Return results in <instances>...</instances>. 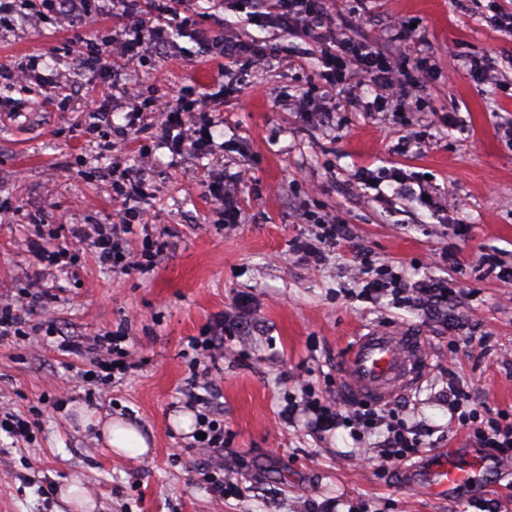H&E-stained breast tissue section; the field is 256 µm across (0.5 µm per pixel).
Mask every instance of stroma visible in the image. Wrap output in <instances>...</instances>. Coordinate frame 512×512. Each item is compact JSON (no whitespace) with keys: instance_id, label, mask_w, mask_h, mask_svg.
<instances>
[{"instance_id":"stroma-1","label":"stroma","mask_w":512,"mask_h":512,"mask_svg":"<svg viewBox=\"0 0 512 512\" xmlns=\"http://www.w3.org/2000/svg\"><path fill=\"white\" fill-rule=\"evenodd\" d=\"M197 8L213 34L238 32L248 53L218 85L207 49L179 37L147 61L139 81L150 85L158 74L174 91L222 93L213 137L215 155L239 177L236 228L215 224L216 201L201 184L214 156L179 155L147 135L125 139L128 105L114 106L107 137L92 141V112L57 108L33 84L0 89V302L35 285L47 293L30 316L34 330L0 338V416L20 413L33 423L21 449L0 438V466L10 472L0 480V512H61L58 489L74 480L96 512H310L333 498L354 512H462L491 502L512 512L510 460L491 480L438 499L404 484L408 468L426 457L387 462L378 435L357 440L340 428L319 437L282 416L286 397L305 386L335 397L354 337L392 325L414 328L431 348L430 370L407 395L405 414L433 429L436 449L464 458L474 449L467 429L450 419L449 377L490 409L512 408V284L479 261L480 252H493L512 266V36L489 22L512 11V0H333L340 27L371 43L383 39L375 20L382 12L415 24L424 43L407 47V61H428L433 74L404 111L344 102L304 119L272 97L311 86L326 95L320 44L271 18L246 21L238 0L213 14L207 0ZM73 34L52 18L15 21L0 33V62L34 59L43 69L61 66L79 87L105 84L104 73L68 52ZM474 57L494 62L498 85L471 77ZM24 102L31 111H13ZM116 155L152 169L137 207L164 250L146 273L113 272L72 235L75 225L108 223ZM398 172L414 197L399 194ZM300 211L313 221L339 218L349 238L319 260L294 256V240L315 229L297 223ZM41 236L67 243L70 273L32 256L28 244ZM359 248L408 284L433 278L469 288L467 339L449 348L444 319L385 295L361 299L363 277L352 262ZM227 312L242 317L243 329L200 358L190 338ZM44 321L90 343L125 329L135 369L101 383L92 369L106 350L59 352L37 328ZM472 336L488 337V348L470 347ZM80 371L84 379L60 392ZM204 393L203 408L196 398ZM188 412L223 426V458L175 428L174 418ZM85 413L135 424L149 452L114 457ZM217 464L247 487L244 498H214L206 472Z\"/></svg>"}]
</instances>
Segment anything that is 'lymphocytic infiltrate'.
Returning <instances> with one entry per match:
<instances>
[{"label":"lymphocytic infiltrate","mask_w":512,"mask_h":512,"mask_svg":"<svg viewBox=\"0 0 512 512\" xmlns=\"http://www.w3.org/2000/svg\"><path fill=\"white\" fill-rule=\"evenodd\" d=\"M250 16L260 17L276 12L283 29L290 34L314 36L324 45L322 79L337 87L346 80L350 69H357L378 88L374 100L361 101L363 111L383 109L398 111L407 101L423 92L429 69L398 67L376 45L358 42L348 35L336 34L333 18L325 0H244ZM43 11L52 12L64 22L73 23L95 13H109L121 21L111 39L101 41L96 36H77L82 49L79 56L84 65L96 68L109 76L113 99L133 101L134 112L141 124L131 125L129 135L151 134L159 143L176 152L199 154L207 151L213 140V113L220 103L213 94L201 93L189 99L185 94L168 92L140 99L136 77L145 57L160 52L176 37L190 34L216 49L225 64L239 62L244 44L230 35L214 36L203 28L202 12L195 0H151L147 9L136 7V0H41ZM30 82L40 86L46 100L68 105L72 87L60 73L43 74L37 65H0V85ZM151 176L148 166H140L134 177L113 183L112 197L120 203L114 209V223L94 224L79 230V237L90 240L100 262L127 274L151 267L157 248L150 242L134 247L135 221L139 213L130 205L137 191L143 190ZM348 228L336 218L321 221L314 237L298 240L294 251L304 258H318L346 240ZM366 297L388 295L396 302H409L429 314L450 317L456 329H463L465 317L460 310L465 289L449 287L434 279L421 280L409 288L398 275L376 276L363 287ZM448 411L459 425L472 428L471 441L493 460L512 457V411H492L480 405L457 379L448 381ZM286 419L304 418L307 429L323 435L342 426L353 430L385 427L382 442L385 456L402 463L419 456L425 446V431L408 423L399 407L377 408L363 402L341 403L313 396L303 391L301 398H289L283 410Z\"/></svg>","instance_id":"1"}]
</instances>
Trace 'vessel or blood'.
Instances as JSON below:
<instances>
[{
    "label": "vessel or blood",
    "instance_id": "obj_1",
    "mask_svg": "<svg viewBox=\"0 0 512 512\" xmlns=\"http://www.w3.org/2000/svg\"><path fill=\"white\" fill-rule=\"evenodd\" d=\"M430 352L423 336L411 329L381 327L358 337L341 362L339 388L349 399L387 404L417 388L427 376ZM493 468L482 454L461 463L452 455L436 456L412 470L408 485L428 494L449 493L482 480Z\"/></svg>",
    "mask_w": 512,
    "mask_h": 512
}]
</instances>
